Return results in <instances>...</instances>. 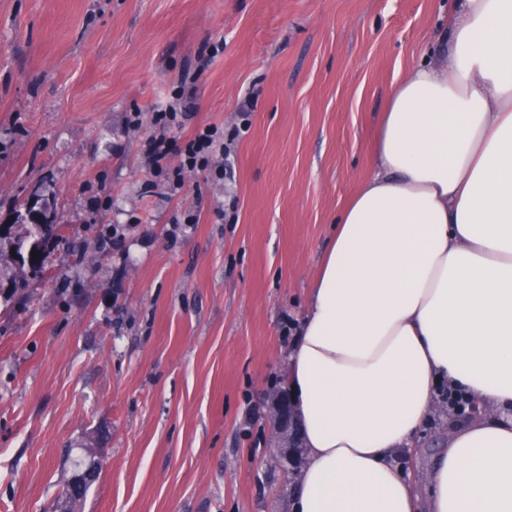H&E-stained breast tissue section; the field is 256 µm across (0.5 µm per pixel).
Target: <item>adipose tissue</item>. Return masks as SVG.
I'll use <instances>...</instances> for the list:
<instances>
[{
    "label": "adipose tissue",
    "mask_w": 512,
    "mask_h": 512,
    "mask_svg": "<svg viewBox=\"0 0 512 512\" xmlns=\"http://www.w3.org/2000/svg\"><path fill=\"white\" fill-rule=\"evenodd\" d=\"M447 41L391 87L288 354L293 512H512V0H457ZM445 383L488 411L417 485L395 459Z\"/></svg>",
    "instance_id": "ef3b65f1"
}]
</instances>
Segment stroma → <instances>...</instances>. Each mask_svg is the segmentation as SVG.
<instances>
[{
    "label": "stroma",
    "instance_id": "35a3bbf8",
    "mask_svg": "<svg viewBox=\"0 0 512 512\" xmlns=\"http://www.w3.org/2000/svg\"><path fill=\"white\" fill-rule=\"evenodd\" d=\"M453 0H0V224L40 197L81 257L54 281L0 255V512H291L270 389L287 373L337 215L373 171L388 91L436 55ZM224 49L208 65L207 43ZM181 140L250 125L224 177L150 171L181 84ZM199 217L187 221L188 214ZM457 421L437 404L420 475ZM186 112H178L173 105L166 106L165 109L156 110L151 114V125L161 130H169L171 128L180 127L182 118L186 117Z\"/></svg>",
    "mask_w": 512,
    "mask_h": 512
}]
</instances>
